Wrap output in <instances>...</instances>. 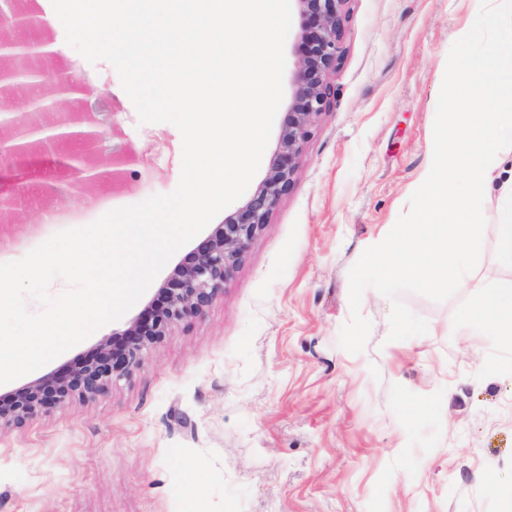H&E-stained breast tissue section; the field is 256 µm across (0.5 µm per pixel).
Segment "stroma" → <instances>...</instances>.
<instances>
[{"label": "stroma", "mask_w": 512, "mask_h": 512, "mask_svg": "<svg viewBox=\"0 0 512 512\" xmlns=\"http://www.w3.org/2000/svg\"><path fill=\"white\" fill-rule=\"evenodd\" d=\"M479 0H347L334 94L293 185L199 317L174 325L130 376L21 426L0 427V512H512V353L458 320L512 276L494 261L512 199L492 192L477 268L456 296L401 301L425 335L389 340L390 301L367 288L364 352L339 343L350 267L381 242L423 174L447 55ZM116 101L147 183H110L54 206L95 222L177 186L182 140L143 124L107 61L64 42ZM41 211L0 223V263L60 232ZM125 319L40 369L82 363Z\"/></svg>", "instance_id": "stroma-1"}]
</instances>
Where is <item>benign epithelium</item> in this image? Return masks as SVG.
<instances>
[{
    "mask_svg": "<svg viewBox=\"0 0 512 512\" xmlns=\"http://www.w3.org/2000/svg\"><path fill=\"white\" fill-rule=\"evenodd\" d=\"M300 19L296 34L295 69L291 78V96L281 131L264 178L224 224L196 249L187 253L159 288L158 298L131 318L126 327L112 331L83 363L54 372L0 397V424L20 426L41 411L61 406L75 397H93L102 393L114 379L131 374L142 362L144 353L167 335L172 326L203 314L205 308L224 289L254 239L269 223L270 215L290 190L303 146L319 116L325 112L331 95V73L336 68L343 28V7L347 0H293ZM28 42L8 39L0 42V57L12 65L0 70V83L12 88L23 73L22 47ZM63 102H88L95 91L85 78L71 71L60 77L54 94L28 101L35 111L59 114L49 126L29 123L22 127L31 138L25 145L14 140L0 141V166L30 157L37 136L48 140H80L87 146L98 145L116 135V126L96 120L84 122L70 110H61ZM70 172L67 191L82 194L91 184L108 181L104 165L87 151L67 158Z\"/></svg>",
    "mask_w": 512,
    "mask_h": 512,
    "instance_id": "1",
    "label": "benign epithelium"
}]
</instances>
